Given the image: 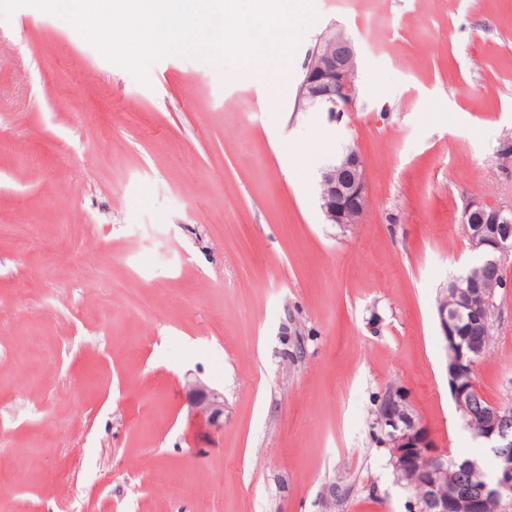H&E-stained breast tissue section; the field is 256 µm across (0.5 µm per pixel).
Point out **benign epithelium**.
Wrapping results in <instances>:
<instances>
[{"label":"benign epithelium","mask_w":512,"mask_h":512,"mask_svg":"<svg viewBox=\"0 0 512 512\" xmlns=\"http://www.w3.org/2000/svg\"><path fill=\"white\" fill-rule=\"evenodd\" d=\"M356 48L343 32L326 31L308 54L305 73L298 87L299 110L315 108L336 121L351 110L356 96ZM320 208L326 223L347 228L361 222L369 206L365 163L357 148L348 146L337 160L325 165L319 182ZM460 223L472 251L488 263L501 265L512 259V207H492L478 198L467 201ZM456 297L453 310L438 312L449 352L448 365L476 370L480 347L458 341L462 325L481 323L488 311L487 289L480 276L455 279L451 283ZM453 401L478 393L474 379L461 387L448 376ZM195 405L217 421L224 414V396L199 381L190 384ZM492 412L479 429L481 438L494 449L493 473L487 474L478 461L469 471L478 487L466 489L459 498L448 500L440 489L441 475L448 473V449L438 445L430 430L414 413L407 391L384 399L378 416L384 447L389 449L395 483L404 490L418 487L423 494L412 503L413 512H484L489 499L498 501L501 512H512V437L504 424L512 420V408L491 405Z\"/></svg>","instance_id":"1"}]
</instances>
